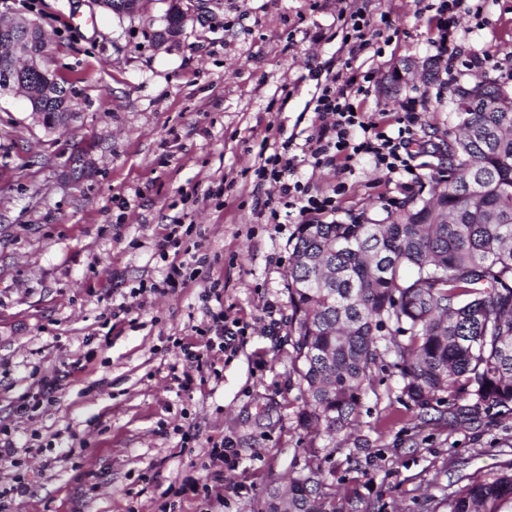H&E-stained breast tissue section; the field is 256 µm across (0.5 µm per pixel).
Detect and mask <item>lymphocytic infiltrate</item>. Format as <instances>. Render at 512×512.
Returning <instances> with one entry per match:
<instances>
[{
    "label": "lymphocytic infiltrate",
    "mask_w": 512,
    "mask_h": 512,
    "mask_svg": "<svg viewBox=\"0 0 512 512\" xmlns=\"http://www.w3.org/2000/svg\"><path fill=\"white\" fill-rule=\"evenodd\" d=\"M356 84L352 76L345 85L330 79L322 87L315 106L319 124L307 138L311 146L308 157L318 162L340 158L348 165L366 159L388 173L414 175L409 147L416 135L418 113L406 107L396 119V135H389L378 123L355 111L351 98ZM303 159L293 141L287 139L280 149L262 158L255 175L260 183L274 187L286 207L297 210L299 216L319 219L332 214V197L313 193L309 183L300 180L298 170Z\"/></svg>",
    "instance_id": "f902f5d3"
}]
</instances>
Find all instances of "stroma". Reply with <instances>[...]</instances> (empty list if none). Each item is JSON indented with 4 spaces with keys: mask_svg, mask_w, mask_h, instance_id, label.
<instances>
[{
    "mask_svg": "<svg viewBox=\"0 0 512 512\" xmlns=\"http://www.w3.org/2000/svg\"><path fill=\"white\" fill-rule=\"evenodd\" d=\"M431 2L141 0L139 13L119 17L95 0H0V18L43 28L47 65L69 82L77 112L49 133L23 99L0 95V428L20 447L0 483L20 474L28 487L11 512H260L269 492L312 468L335 489L338 512H437L470 480L512 469V412L459 396L421 415L389 354L359 427L335 440L299 426L287 280L302 219L269 224L255 210L259 200L283 207L255 170L318 125L319 69L341 81L372 76L356 103L382 127L407 102L420 114L415 177L366 161L300 168L334 198L336 219L385 218L447 178L449 86L412 77L384 90L403 60L447 58ZM175 4L181 30L158 39ZM358 8L373 46L352 58L345 21ZM458 38L502 64L469 70L457 59L460 83L512 91V0L463 17ZM86 146L95 165L77 180L69 157ZM170 232L178 243L159 257L155 243ZM191 253L205 259L192 280L132 295ZM213 285L218 295L204 297ZM206 307L235 346L211 349L185 391L170 367L179 342L206 345ZM45 376L60 379L55 402L17 413ZM188 426L199 437L185 444ZM220 442L235 460L209 458Z\"/></svg>",
    "mask_w": 512,
    "mask_h": 512,
    "instance_id": "1",
    "label": "stroma"
}]
</instances>
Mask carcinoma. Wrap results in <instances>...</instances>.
I'll use <instances>...</instances> for the list:
<instances>
[{
  "label": "carcinoma",
  "instance_id": "carcinoma-1",
  "mask_svg": "<svg viewBox=\"0 0 512 512\" xmlns=\"http://www.w3.org/2000/svg\"><path fill=\"white\" fill-rule=\"evenodd\" d=\"M44 110L72 111L71 88L52 75ZM512 101L480 83L448 141L450 179L395 215L365 212L297 225L288 270L298 422L339 434L359 425L386 330L402 395L422 412L443 395L512 411ZM404 333L400 343L396 335ZM321 473L288 478V512H336ZM446 512H512V471L471 480Z\"/></svg>",
  "mask_w": 512,
  "mask_h": 512
}]
</instances>
